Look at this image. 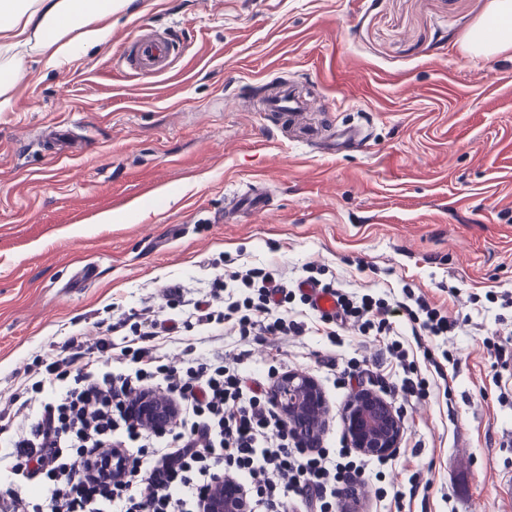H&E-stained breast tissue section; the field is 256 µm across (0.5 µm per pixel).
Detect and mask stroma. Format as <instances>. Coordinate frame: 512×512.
Wrapping results in <instances>:
<instances>
[{
	"mask_svg": "<svg viewBox=\"0 0 512 512\" xmlns=\"http://www.w3.org/2000/svg\"><path fill=\"white\" fill-rule=\"evenodd\" d=\"M490 0H131L112 38L58 72L38 50L0 109V406L39 359L73 336L101 334L131 311L165 307L173 285L194 296L225 269L304 270L354 296L403 289L447 311L439 338L389 319L419 357L428 391L395 395L400 447L358 478L357 512H396L378 488L405 491V512H512V55L464 57ZM151 32L178 49L140 84L120 66L125 39ZM288 82L318 139L298 137L256 90ZM368 123L362 149L324 138ZM69 125L70 151L40 135ZM262 211L235 213L255 180ZM112 214L109 224L98 223ZM95 268L94 280L77 274ZM387 336L341 342L225 335L228 357L274 386L302 372L321 389L319 439L346 448L354 362L359 387L400 380ZM445 354L440 366L424 352Z\"/></svg>",
	"mask_w": 512,
	"mask_h": 512,
	"instance_id": "35a3bbf8",
	"label": "stroma"
}]
</instances>
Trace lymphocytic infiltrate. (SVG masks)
Returning <instances> with one entry per match:
<instances>
[{
	"instance_id": "lymphocytic-infiltrate-1",
	"label": "lymphocytic infiltrate",
	"mask_w": 512,
	"mask_h": 512,
	"mask_svg": "<svg viewBox=\"0 0 512 512\" xmlns=\"http://www.w3.org/2000/svg\"><path fill=\"white\" fill-rule=\"evenodd\" d=\"M334 314L317 313L328 338L348 321L361 332L390 334V310L405 314L413 335H447L453 323L422 296L405 292L388 305L326 285ZM293 293L270 267H245L214 279L208 298L161 317L146 306L131 333L114 343L73 339L43 362L0 409L8 476L0 479V512H204L220 473L244 491L252 512H287L289 494L306 512H337V491L364 462L336 460L318 436L282 418L263 381L222 352L180 365L158 340L194 326L223 335L298 336L306 323L287 308ZM223 299V310L212 308ZM169 403L167 428L146 411Z\"/></svg>"
}]
</instances>
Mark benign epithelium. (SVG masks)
<instances>
[{
	"instance_id": "benign-epithelium-1",
	"label": "benign epithelium",
	"mask_w": 512,
	"mask_h": 512,
	"mask_svg": "<svg viewBox=\"0 0 512 512\" xmlns=\"http://www.w3.org/2000/svg\"><path fill=\"white\" fill-rule=\"evenodd\" d=\"M276 399L285 409L292 425L316 428L323 399L314 382L302 373H290L278 386ZM345 422L352 446L361 452L379 456L397 451L402 432L393 403L370 392L354 394L347 407ZM207 512H250L246 497L227 500L216 490L207 500Z\"/></svg>"
}]
</instances>
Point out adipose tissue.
<instances>
[{
  "label": "adipose tissue",
  "instance_id": "ef3b65f1",
  "mask_svg": "<svg viewBox=\"0 0 512 512\" xmlns=\"http://www.w3.org/2000/svg\"><path fill=\"white\" fill-rule=\"evenodd\" d=\"M130 0H0V107L23 80L22 52L37 47L44 69L58 70L112 36V14ZM470 55L512 51V0H491L487 16L466 36Z\"/></svg>",
  "mask_w": 512,
  "mask_h": 512
}]
</instances>
